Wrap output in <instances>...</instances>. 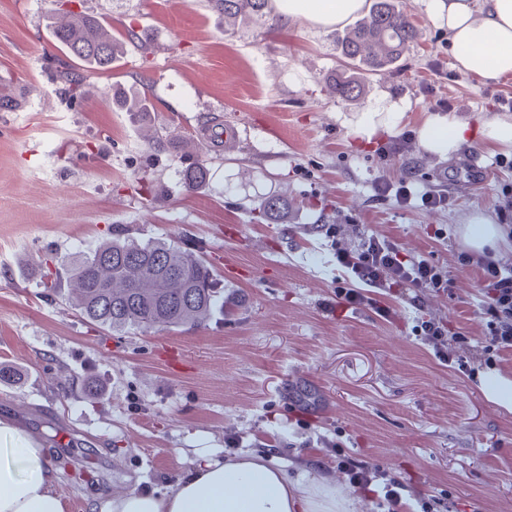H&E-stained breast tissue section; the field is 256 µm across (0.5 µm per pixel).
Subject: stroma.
Masks as SVG:
<instances>
[{
  "mask_svg": "<svg viewBox=\"0 0 512 512\" xmlns=\"http://www.w3.org/2000/svg\"><path fill=\"white\" fill-rule=\"evenodd\" d=\"M399 4L417 44L344 102L323 82L343 62L344 25L228 28L204 0H84L143 45L85 71L72 101L51 76L67 60L45 29L54 0H0V82L17 101L0 110V363L20 373L0 383V417L41 436L63 502L100 512L111 493L170 490L202 448L312 463L348 512H389L395 496L408 512H512V410L480 391L512 379V355L485 364L480 275L459 261L469 218L494 216L512 182L494 163L512 146L467 139L438 156L418 138L439 99L472 128L498 117L512 75L462 74L427 0ZM119 87L150 93L164 147L115 107ZM212 116L241 132L220 161L198 138ZM204 161L207 189L187 191L181 172ZM381 176L455 192L442 210L400 207L375 194ZM268 191L288 200L282 223L254 219ZM117 227L206 257L228 247L223 309L203 327L113 334L43 287L45 256L91 252ZM368 232L446 268L452 293L392 296L348 278L336 248ZM352 291L364 302L346 304ZM423 320L459 327L463 343L416 335ZM89 380L100 396H84Z\"/></svg>",
  "mask_w": 512,
  "mask_h": 512,
  "instance_id": "obj_1",
  "label": "stroma"
}]
</instances>
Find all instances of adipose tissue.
I'll return each mask as SVG.
<instances>
[{
	"label": "adipose tissue",
	"instance_id": "1",
	"mask_svg": "<svg viewBox=\"0 0 512 512\" xmlns=\"http://www.w3.org/2000/svg\"><path fill=\"white\" fill-rule=\"evenodd\" d=\"M365 0H273L280 19L317 27L342 22ZM428 10L448 31L455 68L477 79L512 74V0H428ZM512 144V121L493 119L471 130L454 118H436L419 131L429 152L453 153L464 139ZM335 486L273 457H223L199 451L191 467L164 495L131 491L108 497L103 512H345ZM0 512H63L56 474L41 440L0 419Z\"/></svg>",
	"mask_w": 512,
	"mask_h": 512
}]
</instances>
